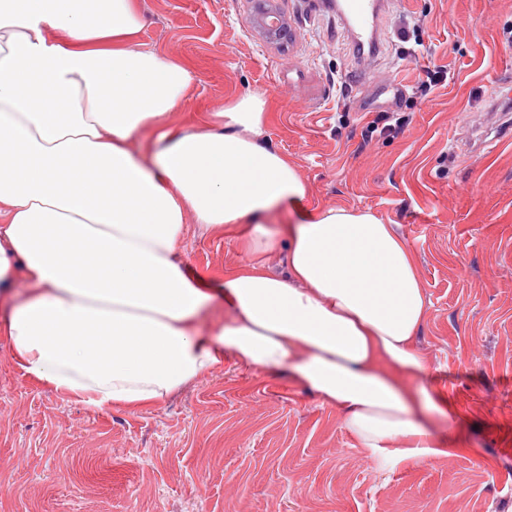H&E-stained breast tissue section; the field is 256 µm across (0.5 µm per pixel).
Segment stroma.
<instances>
[{"label":"stroma","mask_w":512,"mask_h":512,"mask_svg":"<svg viewBox=\"0 0 512 512\" xmlns=\"http://www.w3.org/2000/svg\"><path fill=\"white\" fill-rule=\"evenodd\" d=\"M141 40L192 63L175 123L264 94L267 141L297 164L304 207L369 210L416 253L430 300L417 342L459 417L450 457L378 471L334 409L286 376L236 364L141 411H94L34 383L0 343V512H512V0H390L374 76L340 99L358 64L340 21L311 0H274L287 39L252 28V0H143ZM418 17L421 42L395 32ZM448 68L423 103L418 74ZM395 112L403 132L366 139ZM189 270L223 277L241 254L188 225Z\"/></svg>","instance_id":"35a3bbf8"}]
</instances>
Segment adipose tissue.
<instances>
[{
	"label": "adipose tissue",
	"instance_id": "adipose-tissue-1",
	"mask_svg": "<svg viewBox=\"0 0 512 512\" xmlns=\"http://www.w3.org/2000/svg\"><path fill=\"white\" fill-rule=\"evenodd\" d=\"M140 0H0V340L32 380L99 410L155 407L219 369L289 373L378 468L451 456L458 413L415 337L417 257L368 210L304 198L267 102L172 119L197 81L147 47ZM242 263L188 278V223ZM287 277L272 271L278 258Z\"/></svg>",
	"mask_w": 512,
	"mask_h": 512
}]
</instances>
